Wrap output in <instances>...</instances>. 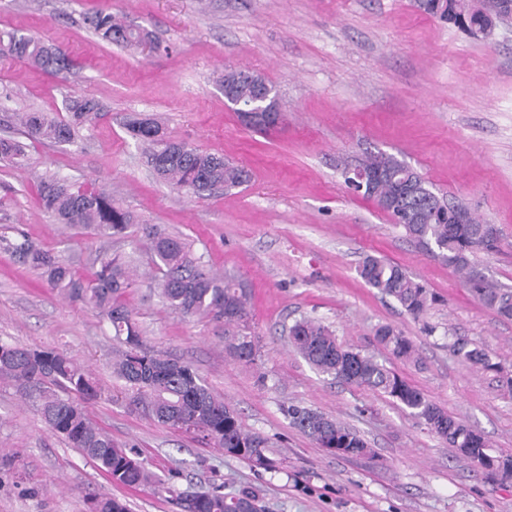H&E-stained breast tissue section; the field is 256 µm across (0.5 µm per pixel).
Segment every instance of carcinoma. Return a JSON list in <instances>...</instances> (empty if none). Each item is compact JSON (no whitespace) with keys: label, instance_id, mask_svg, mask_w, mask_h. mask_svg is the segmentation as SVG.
I'll return each instance as SVG.
<instances>
[{"label":"carcinoma","instance_id":"carcinoma-1","mask_svg":"<svg viewBox=\"0 0 512 512\" xmlns=\"http://www.w3.org/2000/svg\"><path fill=\"white\" fill-rule=\"evenodd\" d=\"M419 7L450 24L465 26L473 34L492 17L512 15V0H419ZM86 24L102 40L122 47L138 46L146 37L143 31L130 28L101 9L88 14ZM0 53L51 73L65 71L71 65L65 53L37 36L1 32ZM66 110L62 117L21 112L15 120L27 139L70 144L81 128L102 115L105 106L96 98L79 96L69 100ZM126 129L144 147L146 164L153 173L190 194L201 197L216 189L229 194L251 179L247 167L174 140L154 118H131ZM26 160L24 142L0 139L1 162L22 167ZM357 170L382 175L372 191L362 192L364 198L388 213L420 248L462 275L469 291L484 306L501 317L512 318V291L497 287L478 273L471 261L479 251H499L501 238L496 225L484 223L469 211L465 212V223H448V202L432 191L416 170L393 155H365L357 164L343 169L345 183H351ZM38 195L40 206L65 228L92 229L108 238L131 229L139 232L147 242V257L157 274L156 291L162 304L186 316L224 322V343L230 352L246 365L256 364L259 349L250 331L249 297L243 281L214 272L188 241L154 224L140 222L134 212L115 202L112 194L95 186L49 176L40 180ZM6 249L21 263L42 271L51 287L97 310L108 320L119 344L112 360V374L124 382L121 394L129 404L165 427L202 434L226 455L241 456L259 468H275V461L267 456V438L245 430L239 413L214 395L191 365L144 345L141 329L123 301L132 285L127 261L104 252L97 258V270L83 278L53 253L27 239L16 244L9 242ZM357 272L367 285L396 299L415 318L423 316L435 301L423 283L386 259L368 255ZM376 336L395 359L415 360L412 342L396 328L382 325ZM288 338L297 353L316 370L338 382L387 395L474 464L512 465V455L495 451L478 430L449 414L374 357L339 344L333 332L320 321H296L288 329ZM452 350L463 364L498 374L501 387L512 392V375L503 373L500 363L493 361L483 346L458 336ZM0 379L10 382L32 403L48 428L64 436L112 484L130 489L148 487L157 493L171 494L180 512H260L257 499L250 494L228 499L218 487L175 493L168 482L114 442L112 435L89 417L84 403L101 398L102 388L87 368L64 351L0 340ZM283 411L294 428L327 452L351 458L374 457L368 442L335 418L294 404ZM90 512L129 509L126 500L104 495L91 498Z\"/></svg>","mask_w":512,"mask_h":512}]
</instances>
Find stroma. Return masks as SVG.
<instances>
[{"label": "stroma", "instance_id": "1", "mask_svg": "<svg viewBox=\"0 0 512 512\" xmlns=\"http://www.w3.org/2000/svg\"><path fill=\"white\" fill-rule=\"evenodd\" d=\"M100 7L150 32L154 48H118L88 31L85 17ZM0 30L40 34L74 62L49 74L0 56V138L17 137L15 113L62 115L75 96L108 108L75 143H30L22 169L0 162V236L28 238L82 276L95 271L103 249L144 258L139 235L67 230L38 204L41 177L92 181L142 222L192 242L212 268L242 279L261 346L251 367L226 347L222 323L172 312L147 275L125 301L146 347L192 365L246 429L268 438L279 467H253L115 399L109 322L63 299L40 270L0 245L1 339L56 347L89 367L105 390L89 404L90 417L151 471L173 475L177 490L217 484L230 498L250 492L265 512H512V480L489 481L388 396L319 374L284 332L297 319L320 320L339 343L387 363L512 455V395L450 348L466 337L512 373V319L484 307L446 262L348 189L340 167L367 153L394 155L433 191L496 225L500 251L476 253L473 263L512 290V22L479 39L415 0H0ZM240 67L273 87L276 127L247 125L225 101L219 79ZM134 112L246 166L251 182L231 195L177 190L150 170L123 128ZM368 255L401 265L436 295L423 317L364 283L357 266ZM385 324L412 341L417 363L392 359L378 343ZM289 404L360 431L375 459L320 448L290 424L282 411ZM100 494L127 499L132 512H179L150 490L112 485L0 382V512H88Z\"/></svg>", "mask_w": 512, "mask_h": 512}]
</instances>
